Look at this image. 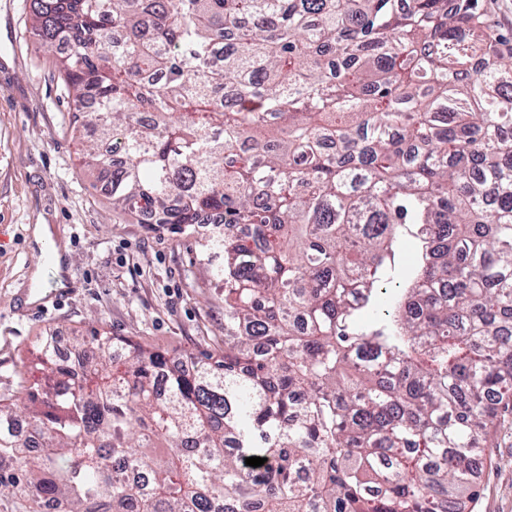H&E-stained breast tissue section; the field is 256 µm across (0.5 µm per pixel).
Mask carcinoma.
<instances>
[{
  "mask_svg": "<svg viewBox=\"0 0 512 512\" xmlns=\"http://www.w3.org/2000/svg\"><path fill=\"white\" fill-rule=\"evenodd\" d=\"M33 2L113 210L222 215L224 349L44 337L0 396V512H466L512 407V37L481 0Z\"/></svg>",
  "mask_w": 512,
  "mask_h": 512,
  "instance_id": "1",
  "label": "carcinoma"
}]
</instances>
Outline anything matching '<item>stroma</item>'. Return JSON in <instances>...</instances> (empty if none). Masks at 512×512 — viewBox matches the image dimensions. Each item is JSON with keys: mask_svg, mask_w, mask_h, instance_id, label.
<instances>
[{"mask_svg": "<svg viewBox=\"0 0 512 512\" xmlns=\"http://www.w3.org/2000/svg\"><path fill=\"white\" fill-rule=\"evenodd\" d=\"M31 3L0 0V395L20 394L42 336L94 327L177 354L223 349L224 290L200 235L113 212L56 58L30 31ZM36 224L69 248V288L55 300ZM476 482L474 512H512V415L491 428Z\"/></svg>", "mask_w": 512, "mask_h": 512, "instance_id": "stroma-1", "label": "stroma"}]
</instances>
